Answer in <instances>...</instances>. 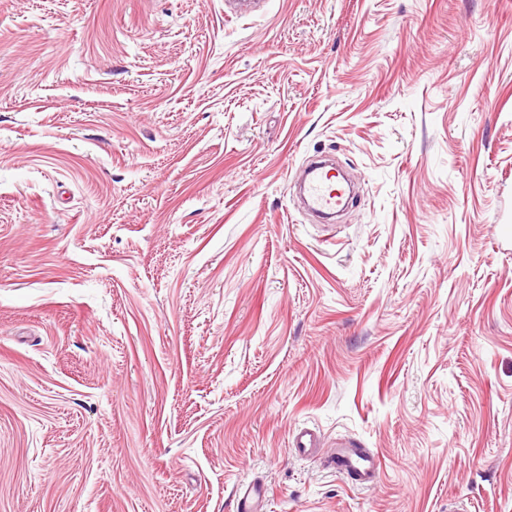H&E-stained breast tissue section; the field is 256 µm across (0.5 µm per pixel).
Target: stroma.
Here are the masks:
<instances>
[{"instance_id":"1","label":"stroma","mask_w":512,"mask_h":512,"mask_svg":"<svg viewBox=\"0 0 512 512\" xmlns=\"http://www.w3.org/2000/svg\"><path fill=\"white\" fill-rule=\"evenodd\" d=\"M503 224L512 0H0V512H512ZM335 168L324 162L310 163L304 170L301 192L309 208L320 218L334 216L344 205V192L336 188ZM355 446L350 441L337 443L330 462L336 470L345 472L356 484H372L378 476V458L367 448ZM265 492L261 484H242L236 499L237 512H261L263 509L259 507V502Z\"/></svg>"}]
</instances>
